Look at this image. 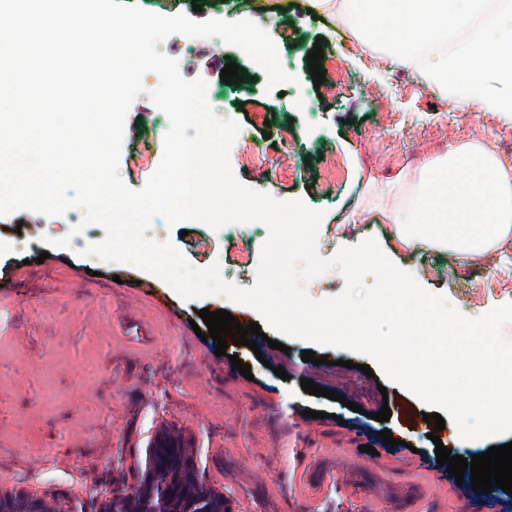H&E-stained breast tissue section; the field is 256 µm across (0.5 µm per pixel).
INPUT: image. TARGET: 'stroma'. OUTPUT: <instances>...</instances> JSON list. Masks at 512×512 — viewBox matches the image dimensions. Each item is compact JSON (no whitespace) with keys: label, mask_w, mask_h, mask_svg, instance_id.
<instances>
[{"label":"stroma","mask_w":512,"mask_h":512,"mask_svg":"<svg viewBox=\"0 0 512 512\" xmlns=\"http://www.w3.org/2000/svg\"><path fill=\"white\" fill-rule=\"evenodd\" d=\"M163 16L208 20L218 0H126ZM265 13L242 6L238 17L262 27L282 46L292 80L268 90L267 76L238 47L220 38L162 42L176 55L185 77L202 76L204 53H222L249 75L238 84L210 81L207 102L215 113L240 125L255 142L251 162L230 150L229 163L246 186L275 199L303 200L324 211L317 248L329 258L339 248L373 238L383 253L428 293L444 296L460 311L481 316L512 303V263L502 259L458 266L449 255L400 247L394 227L364 200L397 172L423 164L461 139L448 120L458 104L424 85L404 66L375 63L369 53L343 49L336 21L312 8V0H264ZM321 44L323 69H341L340 93L317 94L307 55ZM124 121L119 172L139 189L163 156L170 121L150 98L155 75ZM293 138L282 149L278 134ZM336 154L346 177L327 187L318 178L321 155ZM0 215V486H27L54 495H84L100 478L112 476L119 459L145 457V437L156 423L176 425L214 479L233 512H360L374 501L380 484L391 487L389 512H485L467 496L470 480L455 483L438 469L434 441L456 449L453 422L436 431L424 421L430 407L395 385L379 365L363 373L365 356L313 341L287 337L284 350L269 347L268 325L250 306L223 297L181 298L162 279L134 266L88 261L82 248L103 240L95 224L73 237L71 248L47 246L68 235L38 213ZM31 246L20 250L17 234ZM158 240L170 242L194 267L219 264L225 280L243 288L255 283L264 223L232 224L212 230L197 221L160 225ZM21 279H13V271ZM231 313L241 325L256 322L263 334L256 348L228 344L216 356L190 325L201 309ZM315 352L322 365L303 362ZM250 365L245 379L230 358ZM352 361L351 385L332 375L336 360ZM286 378H279L278 370ZM334 391L335 399L305 393L302 380ZM389 407V422L372 413ZM391 430L396 446L385 445ZM362 466L356 486L326 487L324 494L297 495L301 478L323 474L344 453Z\"/></svg>","instance_id":"stroma-1"}]
</instances>
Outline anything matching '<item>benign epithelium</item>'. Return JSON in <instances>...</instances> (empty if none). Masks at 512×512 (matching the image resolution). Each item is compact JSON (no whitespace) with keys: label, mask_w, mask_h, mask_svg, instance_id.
Returning <instances> with one entry per match:
<instances>
[{"label":"benign epithelium","mask_w":512,"mask_h":512,"mask_svg":"<svg viewBox=\"0 0 512 512\" xmlns=\"http://www.w3.org/2000/svg\"><path fill=\"white\" fill-rule=\"evenodd\" d=\"M0 512H224V495L199 469L175 432L148 439L143 464L119 481L100 482L86 501L61 496L55 504L28 488L0 489Z\"/></svg>","instance_id":"1"}]
</instances>
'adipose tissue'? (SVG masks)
Masks as SVG:
<instances>
[{"instance_id": "adipose-tissue-1", "label": "adipose tissue", "mask_w": 512, "mask_h": 512, "mask_svg": "<svg viewBox=\"0 0 512 512\" xmlns=\"http://www.w3.org/2000/svg\"><path fill=\"white\" fill-rule=\"evenodd\" d=\"M415 250L469 265L512 248V167L479 141L449 144L445 154L400 171L370 198Z\"/></svg>"}]
</instances>
